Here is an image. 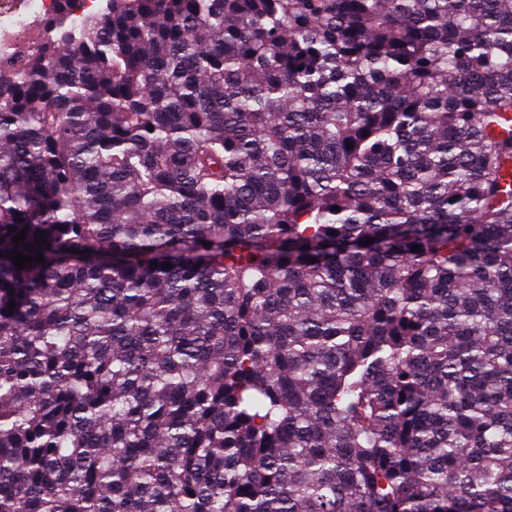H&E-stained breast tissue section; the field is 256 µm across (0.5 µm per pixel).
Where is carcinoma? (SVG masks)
I'll use <instances>...</instances> for the list:
<instances>
[{
  "instance_id": "obj_1",
  "label": "carcinoma",
  "mask_w": 512,
  "mask_h": 512,
  "mask_svg": "<svg viewBox=\"0 0 512 512\" xmlns=\"http://www.w3.org/2000/svg\"><path fill=\"white\" fill-rule=\"evenodd\" d=\"M0 512H512V0L0 53Z\"/></svg>"
}]
</instances>
